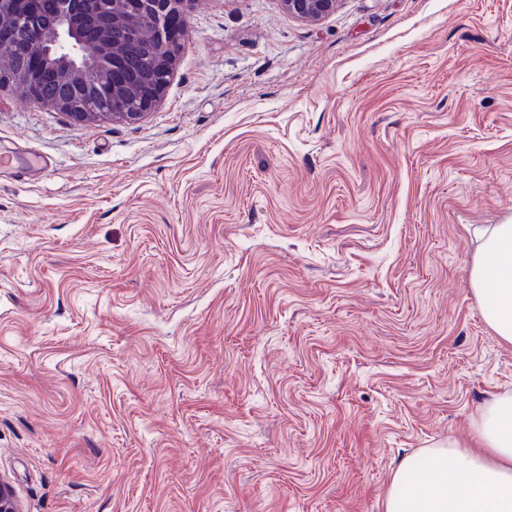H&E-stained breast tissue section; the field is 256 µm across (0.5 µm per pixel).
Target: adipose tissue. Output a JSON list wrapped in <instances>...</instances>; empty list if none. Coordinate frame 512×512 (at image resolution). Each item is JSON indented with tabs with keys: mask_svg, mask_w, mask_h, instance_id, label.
<instances>
[{
	"mask_svg": "<svg viewBox=\"0 0 512 512\" xmlns=\"http://www.w3.org/2000/svg\"><path fill=\"white\" fill-rule=\"evenodd\" d=\"M470 284L484 318L512 343V224L480 230ZM477 448H428L395 471L385 512H512V395L488 399Z\"/></svg>",
	"mask_w": 512,
	"mask_h": 512,
	"instance_id": "adipose-tissue-1",
	"label": "adipose tissue"
}]
</instances>
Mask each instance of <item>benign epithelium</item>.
I'll use <instances>...</instances> for the list:
<instances>
[{"label":"benign epithelium","instance_id":"obj_1","mask_svg":"<svg viewBox=\"0 0 512 512\" xmlns=\"http://www.w3.org/2000/svg\"><path fill=\"white\" fill-rule=\"evenodd\" d=\"M186 0H127L126 49L113 47L110 21L117 0H50L48 10L23 0H0V46L23 29L32 39L25 57L0 55V88L15 84L29 97L54 107L76 121L104 114L136 121L160 100L168 84L177 43L171 39L170 17ZM288 12L319 21L337 0H282ZM151 34L153 59L131 63L142 34ZM134 99L133 111L125 107ZM0 512H20L10 484L0 478Z\"/></svg>","mask_w":512,"mask_h":512}]
</instances>
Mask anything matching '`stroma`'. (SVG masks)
Here are the masks:
<instances>
[{
	"label": "stroma",
	"mask_w": 512,
	"mask_h": 512,
	"mask_svg": "<svg viewBox=\"0 0 512 512\" xmlns=\"http://www.w3.org/2000/svg\"><path fill=\"white\" fill-rule=\"evenodd\" d=\"M141 119L0 90V476L21 512H384L512 344V0H187ZM338 0H282L288 12L307 20L319 21L329 15ZM470 284L488 325L512 343V224H494L478 232Z\"/></svg>",
	"instance_id": "stroma-1"
}]
</instances>
